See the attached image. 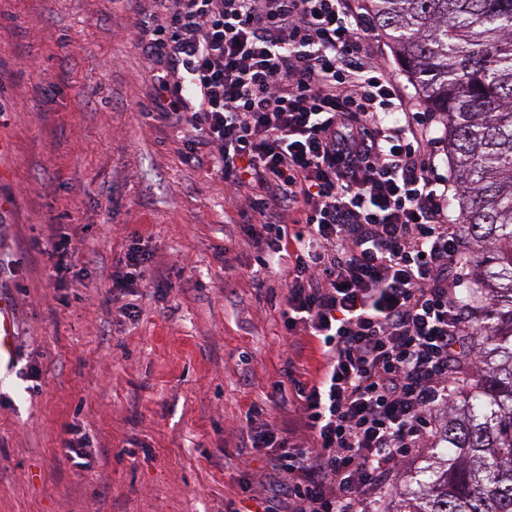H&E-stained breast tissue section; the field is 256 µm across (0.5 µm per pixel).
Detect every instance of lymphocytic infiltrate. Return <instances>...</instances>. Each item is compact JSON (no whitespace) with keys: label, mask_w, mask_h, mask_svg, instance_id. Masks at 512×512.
<instances>
[{"label":"lymphocytic infiltrate","mask_w":512,"mask_h":512,"mask_svg":"<svg viewBox=\"0 0 512 512\" xmlns=\"http://www.w3.org/2000/svg\"><path fill=\"white\" fill-rule=\"evenodd\" d=\"M151 103L184 156L208 163L276 261L291 335L317 338L319 378L275 382L282 427L252 421L271 489L256 512H370L367 491L425 447L471 332L457 290L467 241L448 217L435 140L367 47L360 0H133Z\"/></svg>","instance_id":"f902f5d3"}]
</instances>
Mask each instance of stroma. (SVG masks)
Listing matches in <instances>:
<instances>
[{
  "instance_id": "35a3bbf8",
  "label": "stroma",
  "mask_w": 512,
  "mask_h": 512,
  "mask_svg": "<svg viewBox=\"0 0 512 512\" xmlns=\"http://www.w3.org/2000/svg\"><path fill=\"white\" fill-rule=\"evenodd\" d=\"M139 21L126 0H0V285L20 349L0 385V512H225L252 407L322 366L318 341L284 327L281 277L223 182L152 115ZM137 247L128 315L112 273ZM71 432L86 468L60 455Z\"/></svg>"
}]
</instances>
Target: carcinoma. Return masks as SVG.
I'll use <instances>...</instances> for the list:
<instances>
[{
  "instance_id": "cac0c4a2",
  "label": "carcinoma",
  "mask_w": 512,
  "mask_h": 512,
  "mask_svg": "<svg viewBox=\"0 0 512 512\" xmlns=\"http://www.w3.org/2000/svg\"><path fill=\"white\" fill-rule=\"evenodd\" d=\"M375 26L442 121L471 245L480 365L435 433L448 454L394 512H512V0H368Z\"/></svg>"
}]
</instances>
